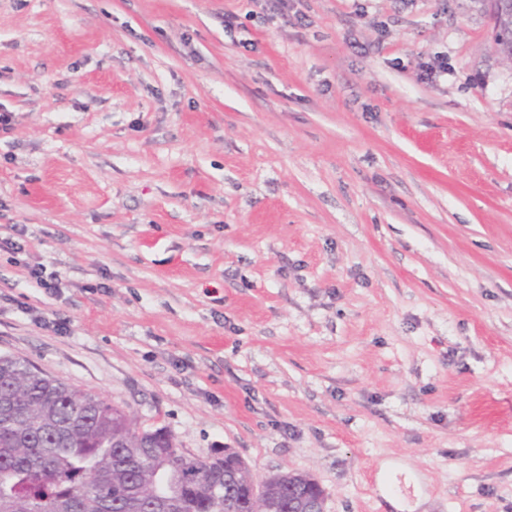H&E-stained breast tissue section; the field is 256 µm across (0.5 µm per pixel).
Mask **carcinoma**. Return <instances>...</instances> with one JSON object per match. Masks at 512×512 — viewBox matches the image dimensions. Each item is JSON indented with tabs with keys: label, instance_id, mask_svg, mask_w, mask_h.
Returning <instances> with one entry per match:
<instances>
[{
	"label": "carcinoma",
	"instance_id": "cac0c4a2",
	"mask_svg": "<svg viewBox=\"0 0 512 512\" xmlns=\"http://www.w3.org/2000/svg\"><path fill=\"white\" fill-rule=\"evenodd\" d=\"M247 477L191 457L121 408L0 356V512H245ZM273 512H300L283 484Z\"/></svg>",
	"mask_w": 512,
	"mask_h": 512
}]
</instances>
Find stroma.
I'll list each match as a JSON object with an SVG mask.
<instances>
[{
	"instance_id": "1",
	"label": "stroma",
	"mask_w": 512,
	"mask_h": 512,
	"mask_svg": "<svg viewBox=\"0 0 512 512\" xmlns=\"http://www.w3.org/2000/svg\"><path fill=\"white\" fill-rule=\"evenodd\" d=\"M0 110V356L326 512H512V62L478 0H0ZM300 487L308 497L307 512H325L326 492L323 487L313 478L307 475L288 474V486L282 484L277 490H273L275 486L270 488L271 512H302L300 509L304 507L302 494L297 496L296 492L288 490V488Z\"/></svg>"
}]
</instances>
